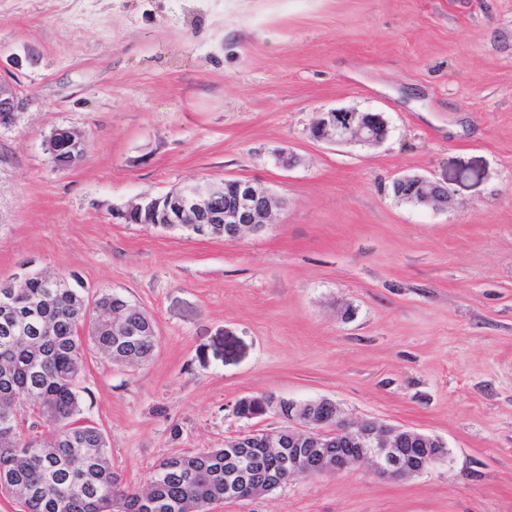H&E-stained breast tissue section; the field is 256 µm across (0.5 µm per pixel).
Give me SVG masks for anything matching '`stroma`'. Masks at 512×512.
Wrapping results in <instances>:
<instances>
[{"instance_id":"obj_1","label":"stroma","mask_w":512,"mask_h":512,"mask_svg":"<svg viewBox=\"0 0 512 512\" xmlns=\"http://www.w3.org/2000/svg\"><path fill=\"white\" fill-rule=\"evenodd\" d=\"M0 85L24 102L0 128V281L74 278L157 324L151 361L90 353L80 384L124 485L282 427L242 398H327L448 454L215 512H512V0H0ZM335 109L382 113L385 140L315 139ZM60 127L85 140L67 168ZM404 175L446 181L447 209L395 197ZM225 177L281 200L264 232L112 221Z\"/></svg>"}]
</instances>
